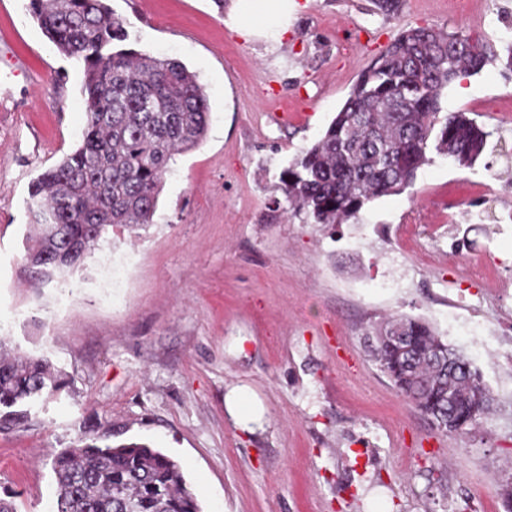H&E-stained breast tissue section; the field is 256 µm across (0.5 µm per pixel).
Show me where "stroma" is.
<instances>
[{"mask_svg": "<svg viewBox=\"0 0 512 512\" xmlns=\"http://www.w3.org/2000/svg\"><path fill=\"white\" fill-rule=\"evenodd\" d=\"M286 36L232 30L214 0H109L127 47L178 59L210 107L176 156L154 222L114 230L69 277L31 286V183L81 142L84 67L0 0V334L47 357L64 389L0 429V498L47 512L52 457L85 432L177 461L202 512H504L512 484V0H299ZM482 37L495 53L444 107L492 137L472 167L433 156L401 194L347 223L289 216L288 161L317 140L361 72L403 30ZM458 229L449 232V218ZM485 261L491 281L466 276ZM122 271L112 280L110 266ZM427 322L494 396L468 433L443 434L367 348L388 317ZM247 392L257 409L235 417Z\"/></svg>", "mask_w": 512, "mask_h": 512, "instance_id": "obj_1", "label": "stroma"}]
</instances>
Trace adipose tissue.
Here are the masks:
<instances>
[{
  "mask_svg": "<svg viewBox=\"0 0 512 512\" xmlns=\"http://www.w3.org/2000/svg\"><path fill=\"white\" fill-rule=\"evenodd\" d=\"M298 7V0H230L229 13L234 26L249 37L280 38L287 33Z\"/></svg>",
  "mask_w": 512,
  "mask_h": 512,
  "instance_id": "adipose-tissue-1",
  "label": "adipose tissue"
}]
</instances>
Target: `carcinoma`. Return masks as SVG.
<instances>
[{
  "label": "carcinoma",
  "instance_id": "obj_1",
  "mask_svg": "<svg viewBox=\"0 0 512 512\" xmlns=\"http://www.w3.org/2000/svg\"><path fill=\"white\" fill-rule=\"evenodd\" d=\"M43 34L84 64L86 124L81 144L31 184L35 229L27 255L39 281L67 277L116 227L153 223L175 157L206 136L210 108L195 73L180 61L135 49L107 0H28ZM495 57L478 37L433 27L401 32L361 73L323 135L283 169L279 189L293 212L334 226L369 202L408 188L429 154L472 166L492 132L465 112L442 111L444 91ZM410 337L377 342L376 360L396 388L445 434L488 414L493 397L478 371L426 322H387ZM457 391L453 409L443 397ZM65 387L43 356L0 337V427L27 420L25 405ZM57 494L50 512H202L179 464L146 444L113 445L99 436L53 456Z\"/></svg>",
  "mask_w": 512,
  "mask_h": 512
}]
</instances>
